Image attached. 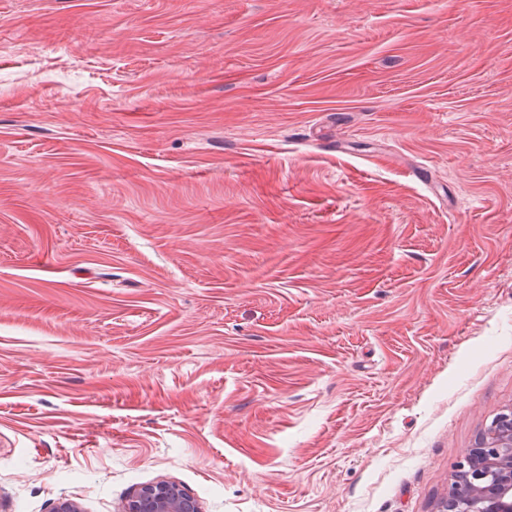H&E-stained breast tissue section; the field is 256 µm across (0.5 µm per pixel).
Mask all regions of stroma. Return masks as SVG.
Segmentation results:
<instances>
[{"mask_svg": "<svg viewBox=\"0 0 512 512\" xmlns=\"http://www.w3.org/2000/svg\"><path fill=\"white\" fill-rule=\"evenodd\" d=\"M512 407V0H0V512H434ZM121 512H200L197 499L174 482L160 480L134 490Z\"/></svg>", "mask_w": 512, "mask_h": 512, "instance_id": "stroma-1", "label": "stroma"}]
</instances>
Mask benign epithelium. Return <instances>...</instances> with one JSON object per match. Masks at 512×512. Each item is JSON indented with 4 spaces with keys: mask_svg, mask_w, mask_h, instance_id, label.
<instances>
[{
    "mask_svg": "<svg viewBox=\"0 0 512 512\" xmlns=\"http://www.w3.org/2000/svg\"><path fill=\"white\" fill-rule=\"evenodd\" d=\"M466 483L443 498L436 512H454L462 496L468 512H512V408L479 434L475 450L459 462ZM121 512H200L197 499L174 482L160 480L133 491Z\"/></svg>",
    "mask_w": 512,
    "mask_h": 512,
    "instance_id": "benign-epithelium-1",
    "label": "benign epithelium"
}]
</instances>
